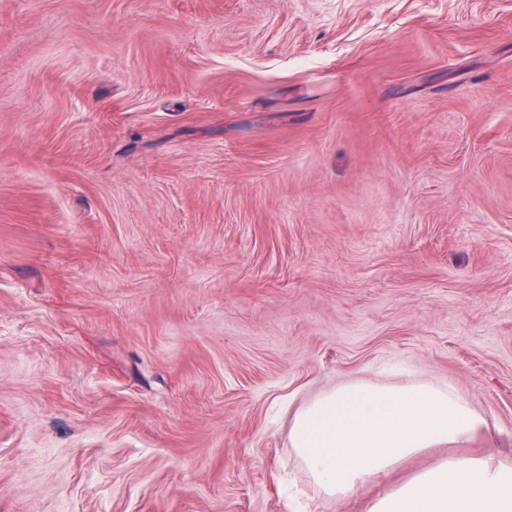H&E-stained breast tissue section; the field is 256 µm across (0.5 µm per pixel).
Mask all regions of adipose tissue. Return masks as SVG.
<instances>
[{
    "label": "adipose tissue",
    "mask_w": 512,
    "mask_h": 512,
    "mask_svg": "<svg viewBox=\"0 0 512 512\" xmlns=\"http://www.w3.org/2000/svg\"><path fill=\"white\" fill-rule=\"evenodd\" d=\"M484 427L453 388L357 380L300 405L291 446L330 495L365 489L428 449H447L432 466L367 496L365 512H512V455L474 448Z\"/></svg>",
    "instance_id": "adipose-tissue-1"
}]
</instances>
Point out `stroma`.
<instances>
[{
    "mask_svg": "<svg viewBox=\"0 0 512 512\" xmlns=\"http://www.w3.org/2000/svg\"><path fill=\"white\" fill-rule=\"evenodd\" d=\"M355 379L512 452V0H0V512H362Z\"/></svg>",
    "mask_w": 512,
    "mask_h": 512,
    "instance_id": "35a3bbf8",
    "label": "stroma"
}]
</instances>
